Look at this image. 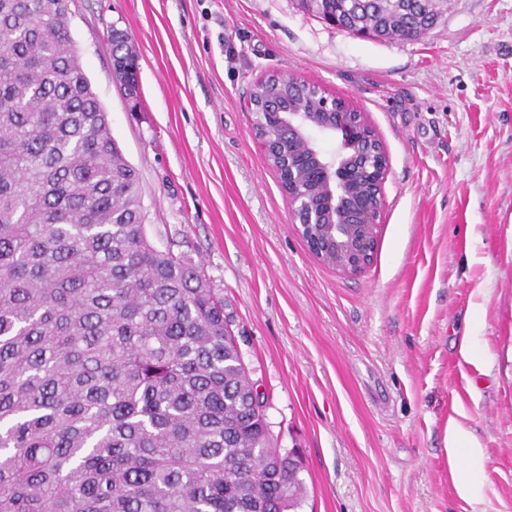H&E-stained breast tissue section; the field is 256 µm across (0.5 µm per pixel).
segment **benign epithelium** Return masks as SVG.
I'll return each mask as SVG.
<instances>
[{
    "label": "benign epithelium",
    "instance_id": "1",
    "mask_svg": "<svg viewBox=\"0 0 512 512\" xmlns=\"http://www.w3.org/2000/svg\"><path fill=\"white\" fill-rule=\"evenodd\" d=\"M251 132L267 153L288 146L281 158L288 174L302 178L288 204L311 253L339 273L363 272L375 250L389 169L383 143L366 150L377 135L364 114L330 97L318 112H293L270 96ZM323 139L336 141V149L324 151Z\"/></svg>",
    "mask_w": 512,
    "mask_h": 512
}]
</instances>
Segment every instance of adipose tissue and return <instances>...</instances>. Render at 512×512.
I'll use <instances>...</instances> for the list:
<instances>
[{
    "mask_svg": "<svg viewBox=\"0 0 512 512\" xmlns=\"http://www.w3.org/2000/svg\"><path fill=\"white\" fill-rule=\"evenodd\" d=\"M448 467L451 471L457 494L466 500L475 501L481 496L485 480V452L462 429L448 434Z\"/></svg>",
    "mask_w": 512,
    "mask_h": 512,
    "instance_id": "1",
    "label": "adipose tissue"
}]
</instances>
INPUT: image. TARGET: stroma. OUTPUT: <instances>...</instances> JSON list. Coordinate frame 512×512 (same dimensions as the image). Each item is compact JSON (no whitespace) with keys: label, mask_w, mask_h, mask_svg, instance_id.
<instances>
[{"label":"stroma","mask_w":512,"mask_h":512,"mask_svg":"<svg viewBox=\"0 0 512 512\" xmlns=\"http://www.w3.org/2000/svg\"><path fill=\"white\" fill-rule=\"evenodd\" d=\"M439 7L423 38L378 40L297 0L71 5L146 233L223 297L273 443L301 460L298 512H512V0ZM115 28L138 57L135 107L113 78ZM272 72L350 101L384 144L361 274L310 252L251 132L249 92ZM453 424L485 451L475 502L451 480Z\"/></svg>","instance_id":"35a3bbf8"}]
</instances>
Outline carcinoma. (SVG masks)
<instances>
[{"label":"carcinoma","instance_id":"obj_1","mask_svg":"<svg viewBox=\"0 0 512 512\" xmlns=\"http://www.w3.org/2000/svg\"><path fill=\"white\" fill-rule=\"evenodd\" d=\"M397 28L389 0H330ZM70 0H0V512H292L224 302L147 237L140 177L84 73ZM133 55L112 29V65ZM318 109L269 76L249 100Z\"/></svg>","mask_w":512,"mask_h":512}]
</instances>
